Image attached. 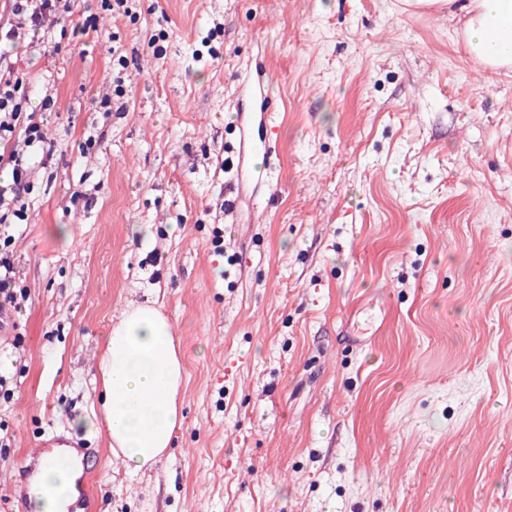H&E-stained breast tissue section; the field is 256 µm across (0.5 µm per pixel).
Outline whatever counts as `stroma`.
I'll use <instances>...</instances> for the list:
<instances>
[{
    "mask_svg": "<svg viewBox=\"0 0 512 512\" xmlns=\"http://www.w3.org/2000/svg\"><path fill=\"white\" fill-rule=\"evenodd\" d=\"M129 6L75 0L98 31L0 45L54 147L0 226L29 295L0 343V512L55 435L96 450L98 512H512V73L402 0ZM262 66L274 152L241 182ZM142 304L186 382L133 473L89 422Z\"/></svg>",
    "mask_w": 512,
    "mask_h": 512,
    "instance_id": "1",
    "label": "stroma"
}]
</instances>
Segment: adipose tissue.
Returning <instances> with one entry per match:
<instances>
[{"instance_id":"1","label":"adipose tissue","mask_w":512,"mask_h":512,"mask_svg":"<svg viewBox=\"0 0 512 512\" xmlns=\"http://www.w3.org/2000/svg\"><path fill=\"white\" fill-rule=\"evenodd\" d=\"M465 48L494 71H512V0H469ZM100 416L115 455L133 472L153 468L182 424L185 370L164 314L142 305L122 314L98 364ZM75 473L59 461L40 471V512H64Z\"/></svg>"}]
</instances>
